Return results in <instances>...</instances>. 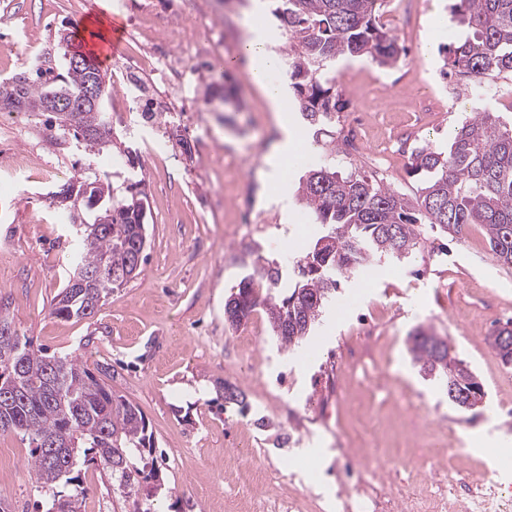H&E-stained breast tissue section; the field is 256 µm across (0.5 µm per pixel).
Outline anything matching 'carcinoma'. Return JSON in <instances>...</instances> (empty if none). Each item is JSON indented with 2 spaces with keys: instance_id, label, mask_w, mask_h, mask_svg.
<instances>
[{
  "instance_id": "obj_1",
  "label": "carcinoma",
  "mask_w": 512,
  "mask_h": 512,
  "mask_svg": "<svg viewBox=\"0 0 512 512\" xmlns=\"http://www.w3.org/2000/svg\"><path fill=\"white\" fill-rule=\"evenodd\" d=\"M286 42L276 48L288 76V90L306 125L331 126L342 104L336 99V61L367 56L380 67L396 65L405 49L378 24L384 0H270ZM460 29L456 43L444 47V65L474 87L512 73V0H451ZM78 62H73V59ZM99 86L96 103L84 100L91 83ZM112 77L89 55L65 56L64 72L42 60L35 77L21 75L0 89L3 105L15 112L55 114L62 136L73 135L84 149L107 148ZM326 161L299 181L297 195L319 233L299 263L265 258L255 244L232 254L246 269L237 291L224 302L231 329L248 324L262 308L280 348L306 340L324 308L336 298L341 281L384 259L414 253L425 227L457 236L472 224L485 230L492 257L512 266V128L498 112L481 109L455 132L449 149L422 145L411 153L414 174L429 175L413 200L359 172L336 170V146L325 145ZM127 175L118 182L95 172L66 183L60 192L70 201L63 215L80 226L75 268L96 273L90 291L104 299L133 279L140 269L146 235L147 194L136 149L119 152ZM72 284L56 295L50 314L60 319L86 318L84 296ZM512 321L496 328L489 345L503 365L512 366ZM412 360L445 390L448 403L461 411L471 399L487 396L482 382L459 359L443 336L418 327L409 336ZM17 432L33 444L31 467L41 487L52 493L48 512H77L86 489L79 466L91 463L109 472L127 497L139 498L144 484L158 478L145 450L153 435L141 411L99 382L76 356L48 355L35 349L0 313V434ZM143 462L138 467L134 459Z\"/></svg>"
}]
</instances>
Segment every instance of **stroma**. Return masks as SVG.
Listing matches in <instances>:
<instances>
[{
    "instance_id": "35a3bbf8",
    "label": "stroma",
    "mask_w": 512,
    "mask_h": 512,
    "mask_svg": "<svg viewBox=\"0 0 512 512\" xmlns=\"http://www.w3.org/2000/svg\"><path fill=\"white\" fill-rule=\"evenodd\" d=\"M163 0H0V80L25 71L19 52L47 50L78 21L99 13L128 19L143 2ZM450 0H386L400 20L392 33L408 54L393 69L370 58L337 62L336 96L343 105L336 120V146L350 153L343 172L357 171L406 198L424 178L409 172L413 147H447L453 132L472 112L488 108L512 116V74L494 79L499 99L441 74L440 46L459 35ZM202 27L215 40V54L230 58V77L242 109H198L194 124L173 120L155 132L137 112L126 110L122 90L108 104L115 141L151 146L143 160L149 195L146 261L138 276L114 289L94 316L59 319L49 313L55 296L72 276L76 252L73 225L61 220L52 191L69 182L89 156L61 145L57 130L34 112L0 111V310L19 335L59 356L75 355L97 378L141 409L155 440L152 456L162 490L141 500L142 512H234L237 456L277 472L278 482L261 486L265 512H339L336 483L321 470L335 471L347 436L365 417L377 425L386 456L402 457L393 478L405 501L463 498L459 483L435 484L433 470L447 464L449 435L459 440L460 470L481 472L512 498V468L498 461L512 451V368L505 367L487 338L512 319V268L492 257L484 231L470 226L463 237L427 231L420 248L401 262L381 261L352 276L338 290L314 331L318 348L284 351L267 331L263 312L259 344L244 345L248 327L229 330L224 301L242 270L231 260L241 238L224 227L239 211L265 222L252 234L262 253L277 258L288 249L281 225L307 223L297 200L281 207L282 188L296 190L300 176L322 161L321 145L291 162L287 184L272 180L267 158L281 133L261 88L240 61L252 36V0H194ZM365 115L369 142L396 139L403 147L388 160L369 150L350 152L348 123ZM241 156L238 173L224 174L225 149ZM424 326L447 337L478 374L487 392L481 406L461 412L446 393L424 379L408 351L409 334ZM364 352L375 370L366 386L337 366L349 349ZM236 385L247 412L225 403L214 385ZM266 418L267 427L257 424ZM28 438L0 435V502L10 512H46L50 495L36 480ZM86 489L80 512H130L131 502L113 486L109 473L82 467Z\"/></svg>"
}]
</instances>
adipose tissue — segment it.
I'll return each mask as SVG.
<instances>
[{
  "label": "adipose tissue",
  "instance_id": "1",
  "mask_svg": "<svg viewBox=\"0 0 512 512\" xmlns=\"http://www.w3.org/2000/svg\"><path fill=\"white\" fill-rule=\"evenodd\" d=\"M272 38L269 30L255 29L253 37L242 46L244 56L250 63L251 77L259 85L277 112L283 138L269 158L274 179L283 181L288 177L289 153L294 143L295 129L290 122V105L280 82L271 78L278 68L274 54L268 49Z\"/></svg>",
  "mask_w": 512,
  "mask_h": 512
}]
</instances>
